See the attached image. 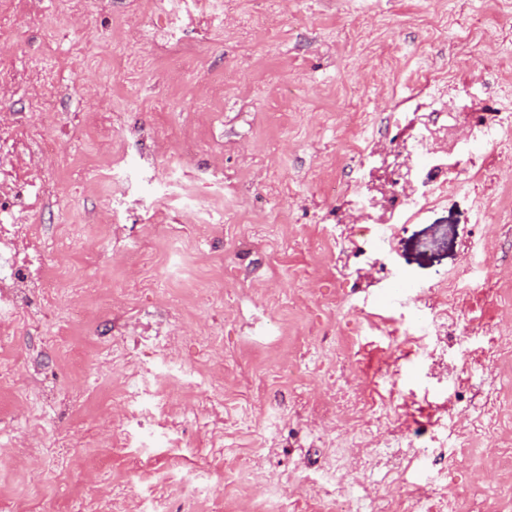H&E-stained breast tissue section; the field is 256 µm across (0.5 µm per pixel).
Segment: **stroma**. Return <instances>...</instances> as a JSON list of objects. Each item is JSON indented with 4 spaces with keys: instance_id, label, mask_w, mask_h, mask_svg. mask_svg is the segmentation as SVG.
<instances>
[{
    "instance_id": "35a3bbf8",
    "label": "stroma",
    "mask_w": 512,
    "mask_h": 512,
    "mask_svg": "<svg viewBox=\"0 0 512 512\" xmlns=\"http://www.w3.org/2000/svg\"><path fill=\"white\" fill-rule=\"evenodd\" d=\"M507 86L512 0L1 7L0 140L62 281L0 348V512L512 499V164L460 151Z\"/></svg>"
}]
</instances>
